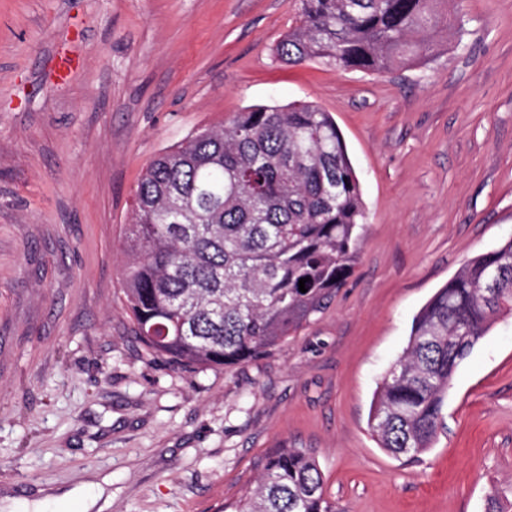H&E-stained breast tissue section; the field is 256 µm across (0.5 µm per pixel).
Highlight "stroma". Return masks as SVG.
I'll use <instances>...</instances> for the list:
<instances>
[{"mask_svg":"<svg viewBox=\"0 0 512 512\" xmlns=\"http://www.w3.org/2000/svg\"><path fill=\"white\" fill-rule=\"evenodd\" d=\"M299 0H0V512L112 477L107 512H224L275 448L312 451L336 512L512 500V315L459 366L445 426L394 457L368 420L412 321L512 238V0L374 74L282 63ZM77 62L56 77L62 53ZM331 112L367 229L345 288L272 355L182 368L122 292L132 193L195 130L263 104Z\"/></svg>","mask_w":512,"mask_h":512,"instance_id":"stroma-1","label":"stroma"}]
</instances>
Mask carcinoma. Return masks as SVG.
<instances>
[{
    "instance_id": "obj_1",
    "label": "carcinoma",
    "mask_w": 512,
    "mask_h": 512,
    "mask_svg": "<svg viewBox=\"0 0 512 512\" xmlns=\"http://www.w3.org/2000/svg\"><path fill=\"white\" fill-rule=\"evenodd\" d=\"M432 2L300 0L276 56L388 72L423 57L432 35L448 30ZM365 224L345 141L318 105L253 106L200 129L162 151L134 191L123 293L135 334L180 365L265 356L346 286ZM503 311L512 312V239L468 260L414 317L374 401L369 427L379 447L395 457L431 447L458 367ZM235 509L336 512L303 448L268 454ZM486 512H512V502L493 490Z\"/></svg>"
}]
</instances>
